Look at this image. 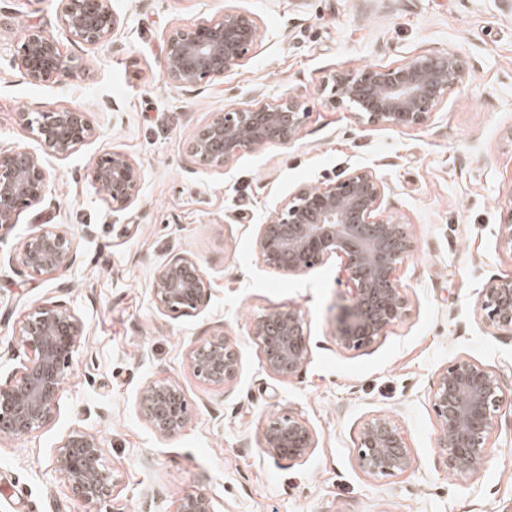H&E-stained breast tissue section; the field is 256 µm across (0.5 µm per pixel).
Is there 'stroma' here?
<instances>
[{
	"label": "stroma",
	"mask_w": 512,
	"mask_h": 512,
	"mask_svg": "<svg viewBox=\"0 0 512 512\" xmlns=\"http://www.w3.org/2000/svg\"><path fill=\"white\" fill-rule=\"evenodd\" d=\"M233 6L258 21L244 66L212 83L176 88L161 75L164 37ZM120 28L95 50L59 25L58 0H0V149L31 145L21 111L76 107L97 135L52 161V196L20 213L0 240V382L20 359L17 321L51 299L74 310L87 332L52 419L41 431L0 437V512H175L203 492L217 512H512V402L496 417L494 461L480 474L446 471L434 444L430 388L454 359L495 371L512 394V336L476 318L486 282L512 276L499 250L502 197L512 187V0H112ZM41 27L81 58L83 76L35 85L11 63L24 33ZM456 51L466 75L412 129L364 126L326 84L338 71L393 65L417 54ZM284 94L307 117L295 140L241 152L224 168L189 150L213 112ZM123 151L141 168L139 198L109 209L87 178L91 165ZM370 168L386 183L383 207L410 223L415 251L395 279L409 316L357 350L341 348L330 308L350 286L332 259L298 275L263 265L252 236L299 186ZM48 225L76 237L75 265L35 276L7 258ZM195 259L210 283L201 312L165 316L152 302L158 268ZM293 303L305 313L311 349L288 381L270 376L249 336L254 319ZM224 330L241 349L242 370L226 385L194 376L188 353ZM179 383L191 418L173 436L140 415L149 382ZM302 416L318 446L306 460L261 450L268 417ZM379 412L401 427L411 469L376 478L358 466L363 422ZM98 436L118 484L113 501L85 504L55 468L56 446L72 427Z\"/></svg>",
	"instance_id": "35a3bbf8"
}]
</instances>
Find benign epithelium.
<instances>
[{
	"label": "benign epithelium",
	"mask_w": 512,
	"mask_h": 512,
	"mask_svg": "<svg viewBox=\"0 0 512 512\" xmlns=\"http://www.w3.org/2000/svg\"><path fill=\"white\" fill-rule=\"evenodd\" d=\"M59 21L75 41L89 49L103 45L120 28L110 0H60ZM256 19L235 8H224L217 19L193 28L171 27L164 37L162 76L177 87L214 82L242 67L257 38ZM30 82L69 80L83 74L84 64L63 53L59 42L43 29L28 30L13 59ZM465 62L450 50L417 55L394 65L348 69L333 76L336 99L350 103L365 125L397 129L425 122L456 86ZM307 113L297 97L282 96L213 113L196 131L190 153L217 169L243 149L293 141ZM39 151L26 147L0 150V238L17 223L19 214L40 207L50 193L46 163L65 159L96 135L86 113L76 107L52 112H19ZM89 181L103 192L114 211H124L139 197L141 170L121 151L97 160ZM385 185L366 168H352L337 179L303 185L281 200L269 219L258 225L253 242L261 262L290 275L340 260L351 285L347 304L335 315V340L357 350L385 335L409 314V302L394 279L396 265L414 249L410 225L385 213ZM504 220L498 227L499 248L512 255V189L505 195ZM77 259L76 240L64 226L43 228L20 241L10 261L35 275L58 273ZM209 283L189 256L169 258L157 271L152 294L161 313L189 315L206 306ZM474 311L498 331L512 332V277L489 281L479 292ZM301 309L283 305L256 318L250 336L262 354L266 372L280 381L298 374L310 349ZM84 321L65 305L45 302L30 309L15 328L13 343L26 360L5 386H0V436H26L44 428L58 407L61 391L73 369V352L85 335ZM193 374L223 385L239 375V348L224 333L189 353ZM438 432L436 447L450 474L477 475L490 463V438L495 418L506 399L498 375L481 363L459 357L444 368L430 390ZM139 409L160 435H174L189 422L183 389L168 380L150 382L141 392ZM262 450L279 458H308L317 448L315 431L293 414L271 415L262 433ZM356 458L370 476H394L412 466L400 426L388 414L368 418L361 427ZM56 469L87 504L113 496L115 477L104 461L99 439L80 428L60 440ZM176 512H216L204 493H189Z\"/></svg>",
	"instance_id": "1"
}]
</instances>
